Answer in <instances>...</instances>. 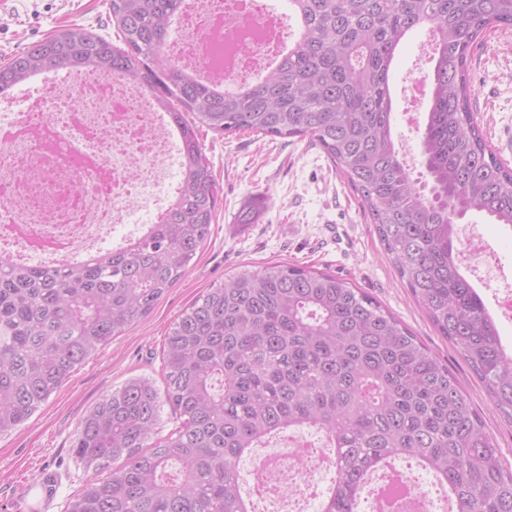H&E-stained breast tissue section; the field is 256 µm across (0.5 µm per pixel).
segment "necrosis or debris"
I'll list each match as a JSON object with an SVG mask.
<instances>
[{
	"label": "necrosis or debris",
	"mask_w": 512,
	"mask_h": 512,
	"mask_svg": "<svg viewBox=\"0 0 512 512\" xmlns=\"http://www.w3.org/2000/svg\"><path fill=\"white\" fill-rule=\"evenodd\" d=\"M268 0H193L182 13L180 38L170 51L182 65L208 61L216 37L241 44L230 65L214 69L225 87L261 73L263 54L284 21ZM27 109L0 114V257L34 266L91 255L104 243L121 247L147 232L135 218L162 210L176 188L178 137L163 113L134 84L89 71L44 76L27 95ZM69 173L70 183L52 172ZM459 255L478 281L503 270L476 234L460 237ZM291 455L257 452L247 472L257 503L253 512H307L317 475L334 459L307 437L285 434Z\"/></svg>",
	"instance_id": "obj_1"
}]
</instances>
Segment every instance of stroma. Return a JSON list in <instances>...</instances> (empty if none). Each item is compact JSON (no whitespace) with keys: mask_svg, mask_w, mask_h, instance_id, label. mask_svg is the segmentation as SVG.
Instances as JSON below:
<instances>
[{"mask_svg":"<svg viewBox=\"0 0 512 512\" xmlns=\"http://www.w3.org/2000/svg\"><path fill=\"white\" fill-rule=\"evenodd\" d=\"M80 25L115 35L107 0H5L0 5V65L54 31ZM429 27L411 32L393 61L390 91L401 155L413 174L423 167L417 123L406 114L405 79L433 69ZM471 110L498 159L512 167V28L485 31L471 57ZM200 140L220 186L208 239L185 275L143 320L92 354L16 431L0 436V512H65L95 478L72 451L81 419L133 378L164 391L162 348L177 317L212 285L243 270L286 263L335 274L375 298L443 362L495 437L512 469V425L493 410L475 373L439 335L399 279L364 214L362 201L310 138L202 129ZM254 209L249 223L240 215ZM482 236L512 271V231L480 214L459 224Z\"/></svg>","mask_w":512,"mask_h":512,"instance_id":"35a3bbf8","label":"stroma"}]
</instances>
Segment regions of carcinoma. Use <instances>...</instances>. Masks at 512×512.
<instances>
[{
  "label": "carcinoma",
  "instance_id": "obj_1",
  "mask_svg": "<svg viewBox=\"0 0 512 512\" xmlns=\"http://www.w3.org/2000/svg\"><path fill=\"white\" fill-rule=\"evenodd\" d=\"M186 0H108L123 47L79 25L0 66V94L44 71L136 82L181 143L178 196L148 233L92 259L0 260V436L23 425L75 368L147 316L210 234L220 193L200 129L308 137L361 196L400 278L512 420V355L460 271L458 220L512 230V169L471 111L469 59L512 0H288L299 32L277 65L226 90L165 54ZM429 26L435 61L420 134L429 193L399 158L390 71ZM181 426L158 436L160 396L128 380L81 420L75 456L101 469L66 512H248L241 457L302 426L323 432L336 480L319 512H358L370 468L413 460L451 488L454 512H512V471L448 367L372 297L334 274L273 264L206 289L162 351Z\"/></svg>",
  "mask_w": 512,
  "mask_h": 512
}]
</instances>
